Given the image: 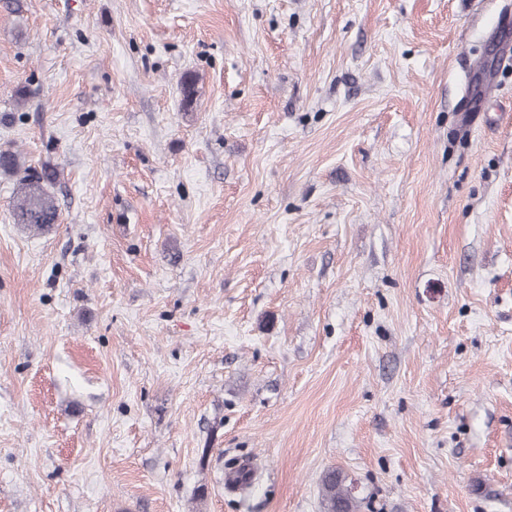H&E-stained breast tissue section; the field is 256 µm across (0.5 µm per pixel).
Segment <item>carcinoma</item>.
Listing matches in <instances>:
<instances>
[{
    "mask_svg": "<svg viewBox=\"0 0 512 512\" xmlns=\"http://www.w3.org/2000/svg\"><path fill=\"white\" fill-rule=\"evenodd\" d=\"M0 173L15 177L12 223L32 235L51 231L60 220L54 194L59 179L57 168L44 165L37 170L28 165L16 150H0ZM322 512H361L362 501L346 484V476L336 469L328 470L321 479Z\"/></svg>",
    "mask_w": 512,
    "mask_h": 512,
    "instance_id": "cac0c4a2",
    "label": "carcinoma"
}]
</instances>
